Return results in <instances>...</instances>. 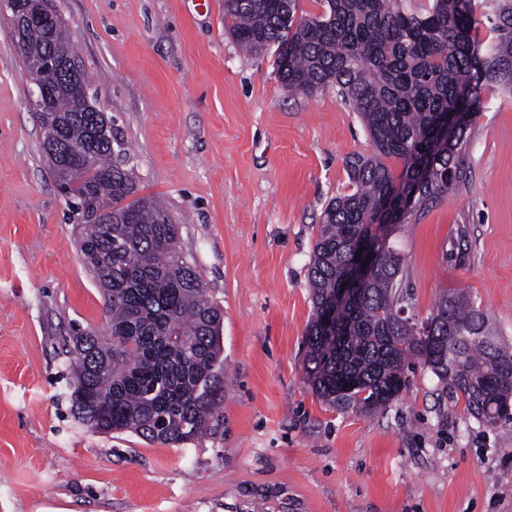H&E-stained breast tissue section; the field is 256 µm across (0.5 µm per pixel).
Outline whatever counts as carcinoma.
I'll list each match as a JSON object with an SVG mask.
<instances>
[{"instance_id":"cac0c4a2","label":"carcinoma","mask_w":512,"mask_h":512,"mask_svg":"<svg viewBox=\"0 0 512 512\" xmlns=\"http://www.w3.org/2000/svg\"><path fill=\"white\" fill-rule=\"evenodd\" d=\"M298 15V0H224V28L246 51L275 48L291 92L336 87L357 112L371 152L346 158L352 191L334 198L309 263L313 316L305 335V383L341 411L381 409L409 386L412 361L461 395L468 413L494 427L512 421V349L487 313L444 294L422 321L411 304L399 248L403 229L461 181L468 126L482 90L512 91V0H323ZM489 23L493 42L473 31ZM22 64L53 45L77 57L62 19L11 33ZM76 81L55 77L50 123L71 150L50 174L78 221V247L106 303L104 330L74 331L72 409L95 433L133 432L172 446L200 439L224 404V314L179 245L168 210L139 197L125 143L98 133L105 114L87 109ZM402 164L395 173L388 161ZM372 244L363 280L332 309L355 253Z\"/></svg>"}]
</instances>
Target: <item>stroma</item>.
I'll list each match as a JSON object with an SVG mask.
<instances>
[{"label":"stroma","mask_w":512,"mask_h":512,"mask_svg":"<svg viewBox=\"0 0 512 512\" xmlns=\"http://www.w3.org/2000/svg\"><path fill=\"white\" fill-rule=\"evenodd\" d=\"M141 195L163 201L224 310V405L178 447L73 414L70 336L104 298L40 148L0 21V512H512V422L490 428L415 367L375 414L304 379L308 269L345 161L370 149L335 88L291 93L273 52L243 53L224 0H56ZM467 178L392 239L413 309L465 291L512 343V95L489 87ZM465 236H458V229Z\"/></svg>","instance_id":"1"}]
</instances>
